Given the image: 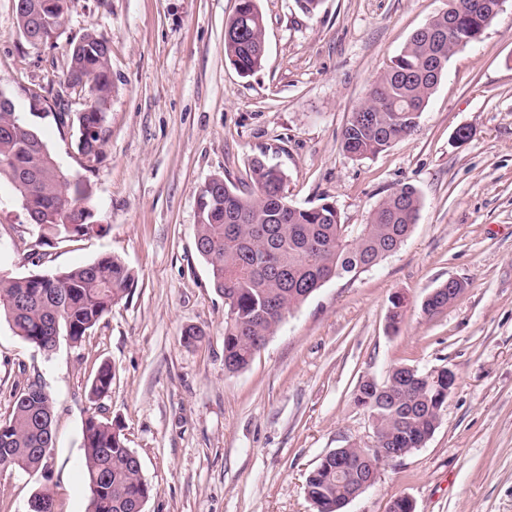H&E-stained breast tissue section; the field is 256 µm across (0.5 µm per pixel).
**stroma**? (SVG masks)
I'll use <instances>...</instances> for the list:
<instances>
[{
	"mask_svg": "<svg viewBox=\"0 0 512 512\" xmlns=\"http://www.w3.org/2000/svg\"><path fill=\"white\" fill-rule=\"evenodd\" d=\"M15 0H0V92L67 172L92 188L96 229L38 245L0 182V271L24 276L121 257L137 286L75 345L42 351L0 321V419L16 387L54 400L45 472H0V512H29L49 490L55 512H86L80 467L88 416L119 424L153 488L145 512H311L305 478L328 452L366 446L374 430L354 401L394 367L451 368L456 381L423 448L382 467L343 512H512V0L480 40L460 48L419 125L380 154L354 159L341 133L374 79L446 0H257L266 61L244 76L224 58L237 0H68L53 44L20 35ZM111 48L104 143L84 167L67 53L86 32ZM46 100L32 115L29 95ZM467 127L471 136L458 142ZM285 172L290 205L328 200L342 223H367L393 189L414 186L419 217L400 249L354 278L332 280L286 315L239 373L224 369V298L196 249L198 195L216 175L249 191L252 158ZM40 249V267L30 253ZM465 290L443 312L422 303L448 279ZM405 299L398 331L391 300ZM203 330L186 346V329ZM112 391L91 399L101 363Z\"/></svg>",
	"mask_w": 512,
	"mask_h": 512,
	"instance_id": "35a3bbf8",
	"label": "stroma"
}]
</instances>
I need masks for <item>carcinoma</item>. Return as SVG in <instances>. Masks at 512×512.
I'll use <instances>...</instances> for the list:
<instances>
[{
    "mask_svg": "<svg viewBox=\"0 0 512 512\" xmlns=\"http://www.w3.org/2000/svg\"><path fill=\"white\" fill-rule=\"evenodd\" d=\"M45 0H16L19 29L47 33L60 28L64 15L43 7ZM242 10L224 26V58L240 73L262 68L266 59L263 16L256 0H241ZM438 13L413 33L402 52L373 82L367 98L351 113L341 135L342 149L352 157L375 156L411 135L448 60L461 39L477 42L487 21L499 11V0H448ZM93 84L91 94L103 105L112 97L111 49L105 39L87 32L70 44L65 81ZM368 112L365 125L357 115ZM60 166L46 143L16 112L0 105V178L15 196L25 179L38 178L27 196L32 226L38 238L71 239L94 228L89 205L90 186L77 175L59 176ZM252 191L242 196L213 177L198 206L196 248L206 261L215 291L224 297V369L245 370L293 309L318 288L335 279L353 278L396 252L416 224L421 207L417 190L405 184L392 190L374 208L357 233L341 222L336 207L326 201L294 207L284 195L285 174L262 157L250 168ZM137 286L131 269L118 257L105 255L83 265L54 272L13 277L0 273V317L15 335L43 351L59 339L77 344L112 307ZM448 285L422 304L434 315L448 306ZM114 369L103 363L89 389L93 399L112 390ZM385 398L369 407L378 447H423L435 432L448 402V384H427L405 378L394 368ZM53 398L41 386L29 384L15 392L11 414L0 420V467L29 474L43 472L53 440ZM82 466L89 490L87 512H144L153 494L143 478L141 462L126 443L122 428L95 415L82 429ZM350 472L339 474L336 456L329 455L309 471L304 493L312 512H342L344 504L365 481L371 465L360 461L361 450L348 448ZM29 512H55L47 490L36 492Z\"/></svg>",
    "mask_w": 512,
    "mask_h": 512,
    "instance_id": "cac0c4a2",
    "label": "carcinoma"
}]
</instances>
